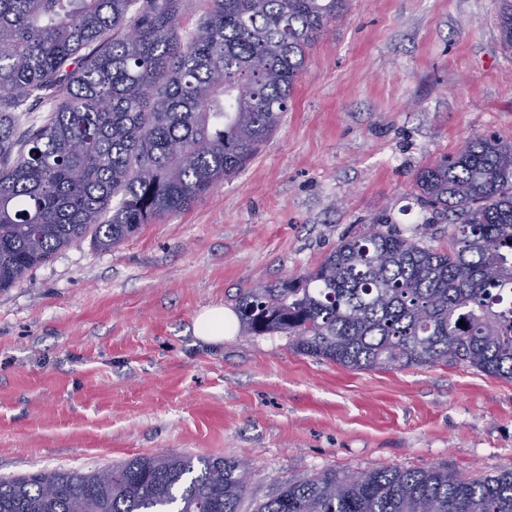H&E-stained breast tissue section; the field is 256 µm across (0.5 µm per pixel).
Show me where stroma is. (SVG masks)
Wrapping results in <instances>:
<instances>
[{"mask_svg": "<svg viewBox=\"0 0 512 512\" xmlns=\"http://www.w3.org/2000/svg\"><path fill=\"white\" fill-rule=\"evenodd\" d=\"M500 0H349L277 130L182 212L109 251L72 245L0 292V476L180 452L250 464L243 512L324 468L512 467V381L464 365L353 370L236 326L240 289L302 275L383 219L448 243L417 172L477 135L512 143ZM234 322L231 314L224 313V307L210 308L199 314L194 321V334L209 343H221L224 331Z\"/></svg>", "mask_w": 512, "mask_h": 512, "instance_id": "stroma-1", "label": "stroma"}]
</instances>
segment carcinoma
<instances>
[{
	"instance_id": "obj_1",
	"label": "carcinoma",
	"mask_w": 512,
	"mask_h": 512,
	"mask_svg": "<svg viewBox=\"0 0 512 512\" xmlns=\"http://www.w3.org/2000/svg\"><path fill=\"white\" fill-rule=\"evenodd\" d=\"M183 2L0 0V292L87 237L114 248L241 171L347 0H207L187 36ZM498 26L512 46V0ZM415 183L449 217L448 248L390 227L346 237L314 270L240 290L243 328L355 370L443 362L511 380L512 144L474 137ZM246 475L222 457L144 455L0 477V512H240ZM254 512H512V469L326 468Z\"/></svg>"
}]
</instances>
